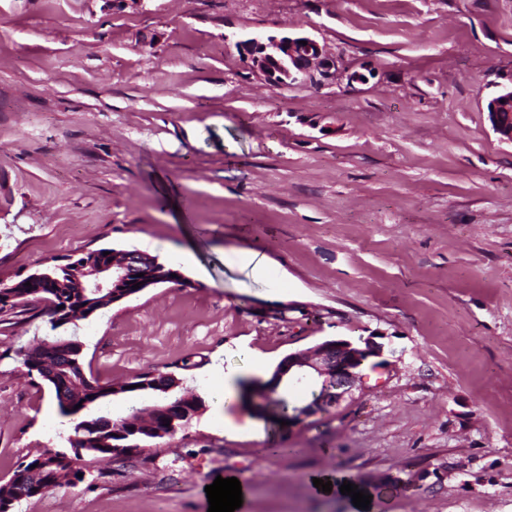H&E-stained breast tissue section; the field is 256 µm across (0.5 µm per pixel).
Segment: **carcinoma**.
<instances>
[{"label":"carcinoma","instance_id":"1","mask_svg":"<svg viewBox=\"0 0 512 512\" xmlns=\"http://www.w3.org/2000/svg\"><path fill=\"white\" fill-rule=\"evenodd\" d=\"M112 249H93L77 257H52L39 271L41 279L38 294L46 301L42 314L48 317L51 329L63 325L57 317L85 319L112 305L108 293H95L90 288L80 287L86 263L104 258L103 252ZM32 288H0V313L25 308L32 303ZM81 343L70 336L43 339L33 346H24L18 354L37 368L36 375L54 392L61 413L73 416L102 403L106 398L138 393L141 403L132 407L125 418L130 420L132 430L126 435L114 431L115 423L107 415L81 417L74 427V456L81 459L83 468L101 456L112 452L126 456L149 455L153 449L146 443L162 439L170 432L186 426L199 409L202 399L183 388V377L175 371H155L136 375L132 380L111 385H101L85 372ZM170 425H165V421ZM64 455L45 452L19 467V471H30L26 482L17 485L11 481L0 482V506L42 495L56 487L69 485L70 471L63 463ZM39 470L32 469V465Z\"/></svg>","mask_w":512,"mask_h":512}]
</instances>
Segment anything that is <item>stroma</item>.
Wrapping results in <instances>:
<instances>
[{"instance_id": "obj_1", "label": "stroma", "mask_w": 512, "mask_h": 512, "mask_svg": "<svg viewBox=\"0 0 512 512\" xmlns=\"http://www.w3.org/2000/svg\"><path fill=\"white\" fill-rule=\"evenodd\" d=\"M255 33L310 34L367 79L265 82L236 47ZM510 85L512 0H0V280L101 247L173 266L183 284L60 333L103 385L191 363L203 401L156 455L13 512H207L219 476L238 512H359L317 478L367 512H512V144L486 111ZM51 333L0 314V481L72 450L17 356ZM370 336L384 362L337 411L285 425L247 395L256 360Z\"/></svg>"}]
</instances>
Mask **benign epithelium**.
<instances>
[{"mask_svg":"<svg viewBox=\"0 0 512 512\" xmlns=\"http://www.w3.org/2000/svg\"><path fill=\"white\" fill-rule=\"evenodd\" d=\"M237 47L248 55L256 71L268 82L291 85L303 79L319 85L343 76L337 59L330 55L317 39L305 35H252L237 41ZM512 108V87L499 92L487 104V112L499 139L512 144V122L503 112ZM140 274L138 291L159 284H178L183 281L177 270L163 273L154 268L153 258L140 251L112 252V259L90 269L94 287L106 291L107 285L122 287L129 277ZM383 354V344L370 336L364 347H355L347 340L323 341L307 350L288 354L282 359L270 379L275 388L283 381L297 387L317 379L322 393L314 401L295 408L291 419L304 423L322 413L332 412L362 388V375L356 363Z\"/></svg>","mask_w":512,"mask_h":512,"instance_id":"7a95c632","label":"benign epithelium"}]
</instances>
